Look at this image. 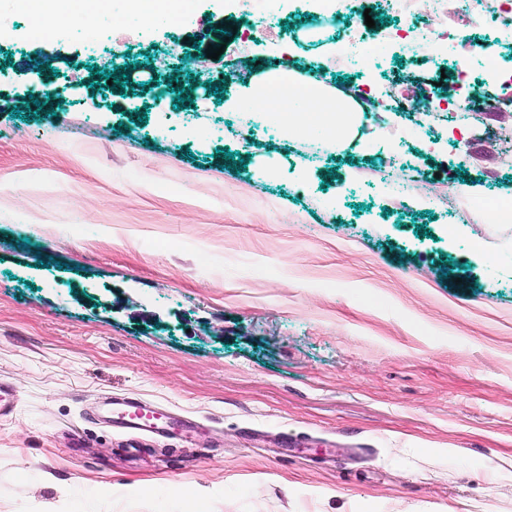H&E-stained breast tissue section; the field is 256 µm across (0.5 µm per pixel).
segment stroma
<instances>
[{
    "label": "stroma",
    "mask_w": 512,
    "mask_h": 512,
    "mask_svg": "<svg viewBox=\"0 0 512 512\" xmlns=\"http://www.w3.org/2000/svg\"><path fill=\"white\" fill-rule=\"evenodd\" d=\"M315 3L281 0L214 60L211 27L241 26L244 0L51 39L0 0V512H512V226L488 217L512 200V110L478 55L479 112L437 86L444 52L336 65L328 42L358 50L364 12L423 27L348 0L328 38H295ZM128 64L140 91L93 85ZM276 69L430 110L408 135L360 112L312 142L203 87ZM50 87L54 112L33 103ZM397 159L442 203L381 191ZM127 394L192 431L131 448L97 416Z\"/></svg>",
    "instance_id": "1"
}]
</instances>
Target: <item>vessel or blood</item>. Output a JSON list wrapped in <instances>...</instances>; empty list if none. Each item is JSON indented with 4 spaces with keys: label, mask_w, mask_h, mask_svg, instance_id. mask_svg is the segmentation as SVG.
Segmentation results:
<instances>
[{
    "label": "vessel or blood",
    "mask_w": 512,
    "mask_h": 512,
    "mask_svg": "<svg viewBox=\"0 0 512 512\" xmlns=\"http://www.w3.org/2000/svg\"><path fill=\"white\" fill-rule=\"evenodd\" d=\"M110 427L167 438L186 427V419L177 412L131 396H110L102 402Z\"/></svg>",
    "instance_id": "vessel-or-blood-1"
}]
</instances>
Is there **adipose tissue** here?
Returning a JSON list of instances; mask_svg holds the SVG:
<instances>
[{"instance_id": "adipose-tissue-1", "label": "adipose tissue", "mask_w": 512, "mask_h": 512, "mask_svg": "<svg viewBox=\"0 0 512 512\" xmlns=\"http://www.w3.org/2000/svg\"><path fill=\"white\" fill-rule=\"evenodd\" d=\"M244 101L287 113L296 134L326 140L350 124L355 110L322 83L271 71L259 73L243 95L227 97L224 109L236 111Z\"/></svg>"}]
</instances>
